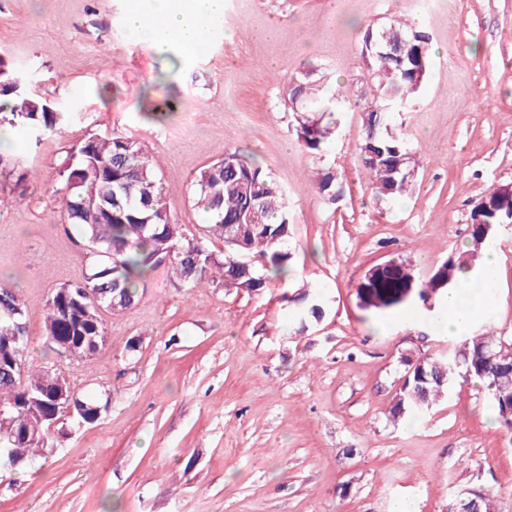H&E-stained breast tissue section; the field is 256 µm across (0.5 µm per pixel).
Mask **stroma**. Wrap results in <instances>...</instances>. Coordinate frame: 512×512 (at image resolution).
I'll return each instance as SVG.
<instances>
[{
    "instance_id": "obj_1",
    "label": "stroma",
    "mask_w": 512,
    "mask_h": 512,
    "mask_svg": "<svg viewBox=\"0 0 512 512\" xmlns=\"http://www.w3.org/2000/svg\"><path fill=\"white\" fill-rule=\"evenodd\" d=\"M128 3L0 0V54L80 114L61 134L16 127L0 144L31 172L22 189L0 174V273L20 275L30 361L56 365L79 394L112 393L96 423L0 473V512H393L403 501L452 512L486 489L512 512V434L481 384L456 381L429 410L390 417L409 364L449 338L417 305L367 309L356 296L370 266L397 256L428 280L466 244L474 201L512 185V0H224L188 62L133 39ZM395 17L429 31L433 57L418 97L393 115L418 161L412 190L382 202L355 152L358 45ZM309 68L348 95L318 153L298 143L279 97ZM170 97L172 115L147 118ZM91 133L146 142L172 219L191 229L204 222L191 204L197 173L235 149L252 156L289 194L294 276L248 293L184 288L156 270L137 304L106 315L94 361L60 358L44 339L45 303L88 259L45 183ZM325 170L342 188L333 203L311 188ZM496 250L491 322L512 336V225ZM303 286L328 310L298 334L287 299Z\"/></svg>"
}]
</instances>
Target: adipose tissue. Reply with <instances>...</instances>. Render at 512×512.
I'll list each match as a JSON object with an SVG mask.
<instances>
[{"label":"adipose tissue","instance_id":"1","mask_svg":"<svg viewBox=\"0 0 512 512\" xmlns=\"http://www.w3.org/2000/svg\"><path fill=\"white\" fill-rule=\"evenodd\" d=\"M223 13L224 0H131L126 23L132 36L148 39L189 61L203 48L210 22ZM484 310V305L464 300L462 292L453 288L426 313L425 320L440 333L462 336Z\"/></svg>","mask_w":512,"mask_h":512}]
</instances>
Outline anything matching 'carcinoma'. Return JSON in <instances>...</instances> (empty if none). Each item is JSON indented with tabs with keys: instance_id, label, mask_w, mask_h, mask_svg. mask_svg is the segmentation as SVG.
Wrapping results in <instances>:
<instances>
[{
	"instance_id": "carcinoma-1",
	"label": "carcinoma",
	"mask_w": 512,
	"mask_h": 512,
	"mask_svg": "<svg viewBox=\"0 0 512 512\" xmlns=\"http://www.w3.org/2000/svg\"><path fill=\"white\" fill-rule=\"evenodd\" d=\"M361 55L368 75L377 81L383 102L362 100L365 135L356 153L370 175L377 199H394L411 188L415 162L405 137L391 128L392 111L387 103L401 107L418 96L430 72L432 39L428 32L400 19L384 27L367 28L362 36ZM0 135L18 126L28 128L35 139L57 135L71 122L72 114L60 112L47 100L32 94L29 79L16 65L0 57ZM281 104L298 113V141L310 151H319L332 130L305 116L307 112H339L346 102L342 92H327L314 70L282 87ZM58 179L50 194L59 200L64 222L89 247V271L81 281L54 289L46 301L44 336L57 351L59 344L72 343L71 355L90 362L106 334L103 313L119 314L135 304L147 275L161 267L185 288H198L218 273L217 283L247 292L284 280L293 273L288 251L290 217L288 193L274 182L263 167L239 150L203 168L193 180L192 204L205 217L193 232L171 219L166 188L154 170L149 151L140 140L122 135L91 134L66 151L56 164ZM0 171L23 182L30 171L20 160L0 155ZM313 187L330 201L336 200V175L320 172ZM492 208L481 212L483 225L469 228V247L450 253L441 273L423 284L416 279L410 262L391 259L403 276H362L356 286L361 303L389 308L405 303L398 296L402 281L414 279L412 296L427 301L450 287L474 288L478 278H461L470 271L478 254L495 245L498 228L512 222V195L498 186L482 196ZM216 237L224 251L216 253L209 243ZM248 257L261 261L246 267ZM300 306L291 312L295 332L301 334L326 315L327 306L317 291H303ZM25 308L11 278L0 279V336L7 334L25 313L9 318L14 304ZM512 338L496 336L490 321L476 330L447 355L424 358L423 367L403 380L391 415L429 409L462 378L476 379L489 394L497 420L512 433V367L492 358L490 351ZM29 339L0 346V359L18 364L15 378L0 375V406L10 426L0 432V469H23L49 447V425L55 420L52 389L59 377L54 366L32 368L28 364ZM72 422L91 425L97 421L102 397L76 395Z\"/></svg>"
}]
</instances>
